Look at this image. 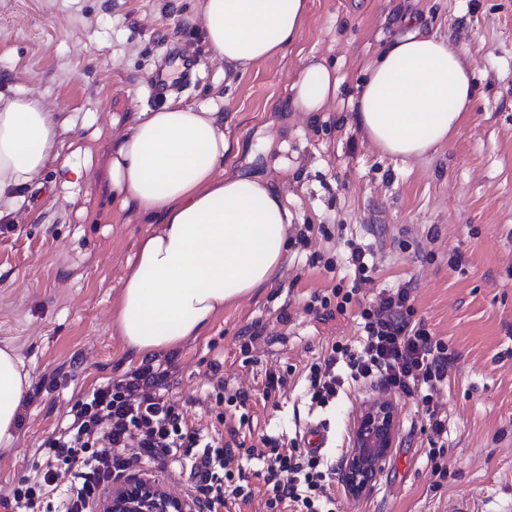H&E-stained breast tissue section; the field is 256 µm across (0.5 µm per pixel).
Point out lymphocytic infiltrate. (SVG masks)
Listing matches in <instances>:
<instances>
[{
	"instance_id": "obj_1",
	"label": "lymphocytic infiltrate",
	"mask_w": 512,
	"mask_h": 512,
	"mask_svg": "<svg viewBox=\"0 0 512 512\" xmlns=\"http://www.w3.org/2000/svg\"><path fill=\"white\" fill-rule=\"evenodd\" d=\"M412 290V283H404L380 293L361 311L366 339L360 351L336 344L323 365L310 367L311 402L328 405L346 381L377 379L423 404L432 416V434H443L433 391L447 372L448 346L425 324L413 321ZM341 363L348 375L337 374ZM172 368L167 359L140 365L78 402L72 420L48 441L52 460L34 479L22 480L12 490L16 512H31L49 491L57 495L53 512H97L101 487L121 479L131 464L124 454L128 448L160 461L183 457L203 512H221L232 500L248 503L250 476L244 465L236 464L232 446L220 445L209 432L189 426L167 398ZM261 442L256 456L263 463L259 474L267 512L291 507L296 512H336L332 463L296 442L267 435Z\"/></svg>"
}]
</instances>
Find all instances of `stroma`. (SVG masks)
Listing matches in <instances>:
<instances>
[{
	"label": "stroma",
	"instance_id": "stroma-1",
	"mask_svg": "<svg viewBox=\"0 0 512 512\" xmlns=\"http://www.w3.org/2000/svg\"><path fill=\"white\" fill-rule=\"evenodd\" d=\"M204 4L0 0V93L67 101L57 115L61 161L0 216V346L12 345L32 378L17 443L0 452V498L46 461L47 440L83 396L133 367L112 313L148 226L112 204L103 175L112 137L152 111L148 78L179 41L201 63L178 104L215 112L225 137L243 145L231 172L269 176L292 218L271 285L174 351L170 399L190 424L219 438L236 433L247 448L264 434L290 439L322 425L323 456L344 462L358 416L386 390L349 383L329 405L309 403L310 365L360 336L356 312L333 316L311 301L350 290L348 244L367 245L374 269L361 302L412 281L417 318L452 355L435 395L448 475L427 460L424 407L395 397L386 463L359 497L335 484L338 512H448L461 497L502 512L512 503V0H308L296 41L243 69L214 59ZM408 17L466 52L475 101L448 143L404 162L372 146L350 101L363 61ZM317 63L335 69L336 97L324 111H296L291 86ZM66 162L91 170L70 184ZM271 371L285 384L269 401ZM240 391L246 405L230 406Z\"/></svg>",
	"mask_w": 512,
	"mask_h": 512
}]
</instances>
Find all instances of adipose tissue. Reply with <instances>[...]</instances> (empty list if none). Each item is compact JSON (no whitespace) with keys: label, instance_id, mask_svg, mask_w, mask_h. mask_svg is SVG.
<instances>
[{"label":"adipose tissue","instance_id":"1","mask_svg":"<svg viewBox=\"0 0 512 512\" xmlns=\"http://www.w3.org/2000/svg\"><path fill=\"white\" fill-rule=\"evenodd\" d=\"M307 10L308 0H207L203 27L216 58L244 66L291 45ZM364 73L354 121L379 152L403 161L448 143L475 98L466 55L416 24L369 58ZM339 84L329 67H307L292 86L293 104L323 111ZM239 151L202 106L140 113L116 140L106 169L112 198L151 224L128 263L115 314L132 357L175 351L280 270L288 201L261 176L224 175ZM58 157L52 108L23 93L0 94V204L12 206ZM31 385L23 361L0 346V450L17 441Z\"/></svg>","mask_w":512,"mask_h":512}]
</instances>
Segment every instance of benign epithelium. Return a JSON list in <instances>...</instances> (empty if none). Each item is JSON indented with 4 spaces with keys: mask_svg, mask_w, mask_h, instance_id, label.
<instances>
[{
    "mask_svg": "<svg viewBox=\"0 0 512 512\" xmlns=\"http://www.w3.org/2000/svg\"><path fill=\"white\" fill-rule=\"evenodd\" d=\"M396 434L392 398H378L364 408L342 468L341 482L347 495L357 497L366 490L389 455ZM99 512H201V507L192 499L171 495L155 478L131 475L112 487Z\"/></svg>",
    "mask_w": 512,
    "mask_h": 512,
    "instance_id": "benign-epithelium-1",
    "label": "benign epithelium"
}]
</instances>
